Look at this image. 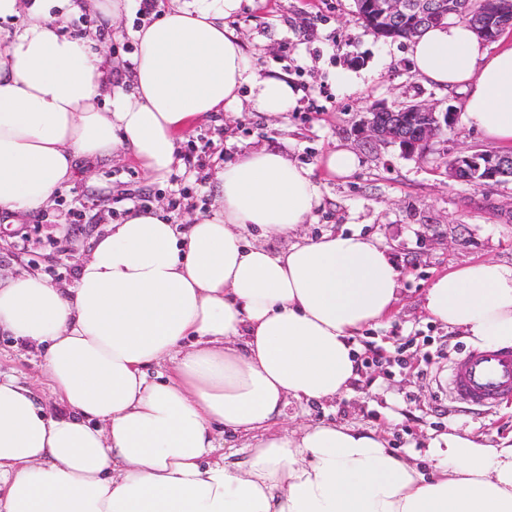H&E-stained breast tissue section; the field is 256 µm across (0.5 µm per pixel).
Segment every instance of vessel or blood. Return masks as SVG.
<instances>
[{"instance_id": "obj_1", "label": "vessel or blood", "mask_w": 512, "mask_h": 512, "mask_svg": "<svg viewBox=\"0 0 512 512\" xmlns=\"http://www.w3.org/2000/svg\"><path fill=\"white\" fill-rule=\"evenodd\" d=\"M451 401L489 408L512 400V348L473 350L448 365Z\"/></svg>"}]
</instances>
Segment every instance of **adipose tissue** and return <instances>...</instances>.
<instances>
[{"label": "adipose tissue", "mask_w": 512, "mask_h": 512, "mask_svg": "<svg viewBox=\"0 0 512 512\" xmlns=\"http://www.w3.org/2000/svg\"><path fill=\"white\" fill-rule=\"evenodd\" d=\"M240 2L170 0L135 31L125 87L107 80L96 34L64 35L53 0H0V17H24L0 45V223L45 211L79 160L122 152L162 182L195 124L245 98L270 116L293 109L287 77L261 74L225 23ZM409 57L463 91L468 127L512 145V43L489 48L452 19ZM217 192L185 232L161 208L130 211L72 287L0 277V330L41 346L62 405L0 376V512H512V440L451 426L430 439L427 473L374 430L283 428L290 404L350 391L357 338L392 316L400 274L360 234L300 237L320 190L280 152H244ZM271 235L288 248H265ZM423 309L478 347H512V264L435 278ZM221 435L238 453L220 452Z\"/></svg>", "instance_id": "1"}]
</instances>
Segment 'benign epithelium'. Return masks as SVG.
I'll return each instance as SVG.
<instances>
[{"mask_svg":"<svg viewBox=\"0 0 512 512\" xmlns=\"http://www.w3.org/2000/svg\"><path fill=\"white\" fill-rule=\"evenodd\" d=\"M472 14L476 34L493 42L512 26V0H480ZM358 14L377 37L398 41L418 33L425 26L444 23L454 6L443 10L435 0H357ZM456 125L452 108L436 103L410 102L396 109L379 107L363 123L365 137L383 145H397L413 155L427 150L432 142ZM448 176L475 187H489L512 180V153L501 151H461L448 163Z\"/></svg>","mask_w":512,"mask_h":512,"instance_id":"obj_1","label":"benign epithelium"}]
</instances>
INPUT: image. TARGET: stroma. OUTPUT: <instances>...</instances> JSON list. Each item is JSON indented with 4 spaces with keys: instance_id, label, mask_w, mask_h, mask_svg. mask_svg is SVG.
Listing matches in <instances>:
<instances>
[{
    "instance_id": "obj_1",
    "label": "stroma",
    "mask_w": 512,
    "mask_h": 512,
    "mask_svg": "<svg viewBox=\"0 0 512 512\" xmlns=\"http://www.w3.org/2000/svg\"><path fill=\"white\" fill-rule=\"evenodd\" d=\"M138 8L132 0L119 35L104 46L117 82L133 55L132 32L142 21ZM227 24L256 69L287 75L300 94L297 108L268 117L246 103L196 124L161 184L124 154L82 163L48 209L22 224L0 223V274L33 272L71 287L92 239L140 199L185 225L211 213L214 176L225 164L250 149L282 152L313 167L320 187V204L302 235H368L387 248L402 273L396 315L358 339L364 352L350 391L323 405H289L290 423L381 431L399 455L424 454L429 435L457 424L470 428L480 443L497 445L512 434V401L489 411L451 403L442 371L449 358L471 345L421 308L424 291L443 273L468 262L512 263V182L477 188L447 173L457 152L492 151L496 145L461 122L412 156L361 133L375 105L437 102L458 112L463 93L420 77L407 42L376 38L354 0H241ZM338 147L358 159L354 173L344 178L329 175L322 164ZM0 373L29 386L44 406L55 409L38 346L1 334Z\"/></svg>"
}]
</instances>
